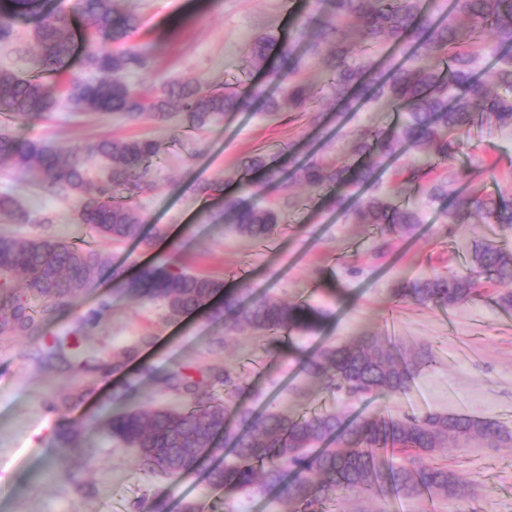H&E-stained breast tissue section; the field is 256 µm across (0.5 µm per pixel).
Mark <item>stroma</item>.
Returning a JSON list of instances; mask_svg holds the SVG:
<instances>
[{"instance_id":"stroma-1","label":"stroma","mask_w":512,"mask_h":512,"mask_svg":"<svg viewBox=\"0 0 512 512\" xmlns=\"http://www.w3.org/2000/svg\"><path fill=\"white\" fill-rule=\"evenodd\" d=\"M138 18L128 48L144 52L149 67L126 73L137 88L160 90L174 81L205 86L231 84L251 99L249 108L205 131L183 128L177 114L162 121L119 114H78L66 105L11 124L20 139L46 142L62 153L101 137L147 136L163 151L151 167L148 185L134 200L151 246L115 244L97 238L77 219L75 197L31 184L0 162V195H12L35 220L0 219V234L52 236L92 245L107 265L92 288L40 323L37 334L0 335V512H286L275 491L255 488L224 493L205 472L171 482L142 471L135 449L112 440L109 416L124 408L176 407L181 396L165 387L175 371L199 374L234 371L241 380L239 404L259 412H325L351 418L376 411L394 418L430 412L461 413L490 420L512 432V323L501 321L499 285L480 282L481 296L443 313L434 305L397 300L404 280L466 267L484 221L448 223L447 204L430 197L428 180L405 183L398 166L382 174L387 198L410 203L421 222L407 239L378 246V232L352 224L327 208L317 191L291 183L300 205L278 224L272 237L254 243L219 218L222 199L203 195V184L226 181V193L242 189L231 175L244 158L260 154L286 162L311 155L342 157L349 139L365 128L390 129L400 113L365 107L340 113L320 99L321 120L300 112H265L256 94L272 91L267 72L249 65L254 38L272 32L288 36L305 9L303 0H125ZM37 17L16 21L14 48L0 45V69L35 75L37 48L31 32ZM457 166L471 187L494 192L512 187V127L485 123L463 132ZM50 216L47 224L39 216ZM170 261L190 271L223 278L226 289L245 300L268 294L304 301L326 318L315 335L292 334L282 353L266 350L250 330H227L208 311L170 319L162 301L142 302L124 294L121 282L142 268ZM83 324L84 355L67 362L44 359L57 338ZM390 337L401 351L432 354L410 387L397 398L350 399L311 379L303 355L349 343L359 336ZM150 344H142V337ZM136 355L120 369L114 357ZM73 431L71 447L59 444ZM438 455L465 487L463 496L435 504L394 496L381 512H512V446L490 438L477 446L449 441Z\"/></svg>"}]
</instances>
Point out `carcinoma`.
Here are the masks:
<instances>
[{"instance_id": "1", "label": "carcinoma", "mask_w": 512, "mask_h": 512, "mask_svg": "<svg viewBox=\"0 0 512 512\" xmlns=\"http://www.w3.org/2000/svg\"><path fill=\"white\" fill-rule=\"evenodd\" d=\"M122 0H79L81 15L94 38L110 45L93 49L86 66L99 74L92 80H73L65 90L38 78H25L0 70V117L14 121L52 112L60 95L73 112H116L130 121L145 114L159 118L178 105L186 128L202 130L213 122L248 107L238 91L224 86L204 87L191 81L166 85L161 95L150 97L132 87L121 73L147 66L146 55L126 47L137 28L135 15ZM327 10L309 14L297 30L296 43L265 34L252 47L250 63L260 70L270 57L279 59L270 72L277 94L263 99L265 111L313 112L314 89L302 79L309 59L318 62L326 96L357 112L367 104L405 113L388 131L367 128L351 144L353 156L373 162L354 166L344 160L313 156L291 172L296 182L314 190L335 186L353 192L327 194V206L354 224H373L381 236L402 238L421 222L418 211L388 200L379 186L378 170L405 153L417 154L411 177L419 176L428 159H453L461 149L460 134L474 124L493 121L512 127V0H449L440 11L425 0H327ZM39 0H0V44L15 41L13 20L35 12ZM491 32L492 40L485 38ZM37 65L44 74H60L69 65L76 34L64 14H51L34 28ZM494 57L493 84L479 75L482 60ZM162 153L150 138H103L80 153L67 156L41 141H19L0 134V161L23 171L59 193L74 195L79 217L95 233L113 243H148L143 220L131 199L147 186L152 163ZM254 171L265 182L283 181L284 170L261 155L242 160L238 182ZM465 174L450 170L431 183L429 193L448 202V223L461 224L474 213L485 223L512 228V193L483 195L463 191ZM299 199L285 193L267 202L257 193L224 198L226 223L251 241L270 238L275 226ZM0 215L17 224L31 221V211L9 195L0 196ZM106 261L91 247L63 239L27 238L0 234V334L26 335L35 326L27 298L15 291L14 276L24 288L51 307L62 306L91 288ZM482 274L506 286L498 305L512 309V251L493 243L477 244L462 272L434 274L405 281L395 295L417 304L431 303L453 309L480 296L474 275ZM123 293L142 301L164 302L170 316L209 307L224 296V306L213 316L224 319L230 331L251 330L278 352L279 335L315 333L324 313L306 302H285L263 296L245 302L224 289V280L192 273L169 262L143 268ZM46 352L64 357L65 348L79 352L76 336ZM430 353L402 354L392 343L376 336L323 347L303 358L308 376L338 394L390 398L406 391ZM224 380L226 397L196 400L180 408L129 410L112 415L107 428L112 438L139 449L143 471L177 480L192 475L183 469L193 448L229 450L230 460L207 471L209 483L226 492L261 485L276 490L288 503V512H326L349 491L387 498L402 494L433 502L461 491L456 473L436 456L450 439L480 442L490 436L512 442V433L489 420L463 414L427 413L403 419L369 413L347 420L334 413H260L236 406V426L228 421V407L238 386L230 371L224 377L203 371L193 377L171 373L167 388L196 396L201 386ZM406 454L396 466L384 447Z\"/></svg>"}]
</instances>
